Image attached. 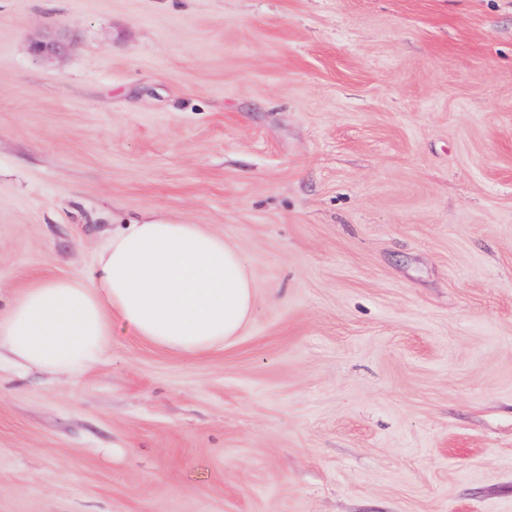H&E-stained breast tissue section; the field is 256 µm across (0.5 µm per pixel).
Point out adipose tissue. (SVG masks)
<instances>
[{"mask_svg": "<svg viewBox=\"0 0 512 512\" xmlns=\"http://www.w3.org/2000/svg\"><path fill=\"white\" fill-rule=\"evenodd\" d=\"M256 291L242 251L199 224L134 221L92 266L45 279L0 310V355L20 369L84 373L107 354L113 321L166 350L223 348L249 320Z\"/></svg>", "mask_w": 512, "mask_h": 512, "instance_id": "obj_1", "label": "adipose tissue"}]
</instances>
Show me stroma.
<instances>
[{"label": "stroma", "instance_id": "obj_1", "mask_svg": "<svg viewBox=\"0 0 512 512\" xmlns=\"http://www.w3.org/2000/svg\"><path fill=\"white\" fill-rule=\"evenodd\" d=\"M142 218L251 319L0 366V512H512V0H0V299Z\"/></svg>", "mask_w": 512, "mask_h": 512}]
</instances>
